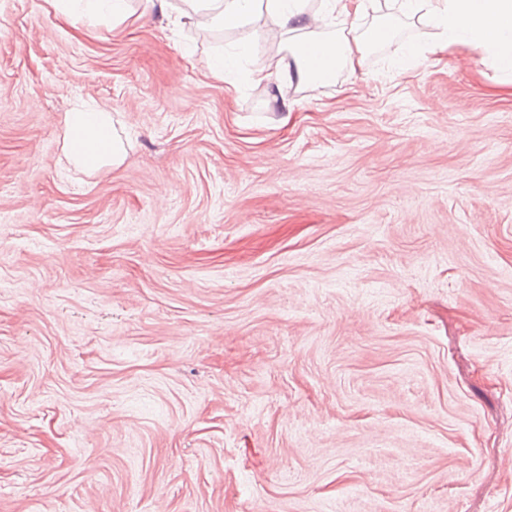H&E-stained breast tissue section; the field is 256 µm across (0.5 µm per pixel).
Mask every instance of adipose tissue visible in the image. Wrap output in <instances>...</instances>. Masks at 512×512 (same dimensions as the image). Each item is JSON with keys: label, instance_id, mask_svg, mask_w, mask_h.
<instances>
[{"label": "adipose tissue", "instance_id": "1", "mask_svg": "<svg viewBox=\"0 0 512 512\" xmlns=\"http://www.w3.org/2000/svg\"><path fill=\"white\" fill-rule=\"evenodd\" d=\"M185 19L200 29L238 28L255 14H266L285 35L284 53L253 71L254 81L277 82L288 76L299 88L319 96L342 68L357 69L368 46L388 41L397 16H419L439 31L428 50L412 46L408 55L444 54L451 47L479 51L484 59L512 75V0H392L394 10L366 30L358 22L376 10L378 0H321L316 12H308L307 0H188ZM321 56L326 71L311 64ZM63 149L68 160L92 175L123 159L122 145L109 112L78 105L63 118Z\"/></svg>", "mask_w": 512, "mask_h": 512}]
</instances>
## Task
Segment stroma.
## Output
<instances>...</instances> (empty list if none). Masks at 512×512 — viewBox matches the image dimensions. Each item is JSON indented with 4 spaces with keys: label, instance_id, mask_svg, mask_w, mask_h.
<instances>
[{
    "label": "stroma",
    "instance_id": "stroma-1",
    "mask_svg": "<svg viewBox=\"0 0 512 512\" xmlns=\"http://www.w3.org/2000/svg\"><path fill=\"white\" fill-rule=\"evenodd\" d=\"M434 38L314 99L251 80L263 18L0 0V512H512V92L390 68ZM79 100L126 149L90 176ZM127 0H94L87 3L83 11L87 16L110 15L118 23L124 22L134 14ZM207 64L212 76L228 82L227 76L238 65V55L236 53H226V51L218 52L209 57ZM63 126L65 156L84 173L93 175L105 165L122 161V145L110 112L81 104L65 113Z\"/></svg>",
    "mask_w": 512,
    "mask_h": 512
}]
</instances>
